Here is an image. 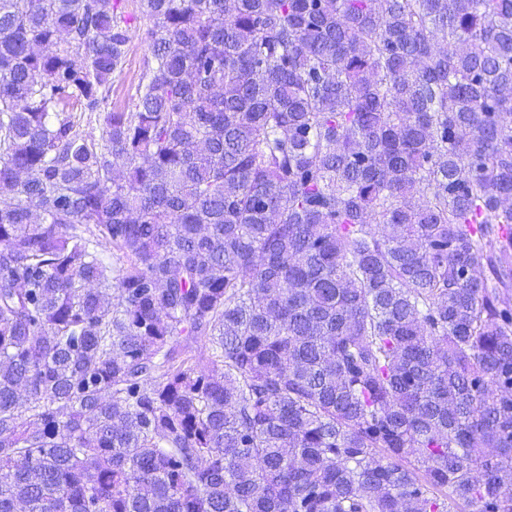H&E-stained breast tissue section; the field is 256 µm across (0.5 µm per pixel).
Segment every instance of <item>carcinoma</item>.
<instances>
[{
  "instance_id": "obj_1",
  "label": "carcinoma",
  "mask_w": 512,
  "mask_h": 512,
  "mask_svg": "<svg viewBox=\"0 0 512 512\" xmlns=\"http://www.w3.org/2000/svg\"><path fill=\"white\" fill-rule=\"evenodd\" d=\"M140 4L0 0V512H512V0ZM121 7L133 22L132 34L123 71L113 80L110 107L114 111L128 112L134 108L136 102L138 77L143 61L150 55L149 45L144 41L142 33L152 25V21L142 15L139 0H122Z\"/></svg>"
}]
</instances>
